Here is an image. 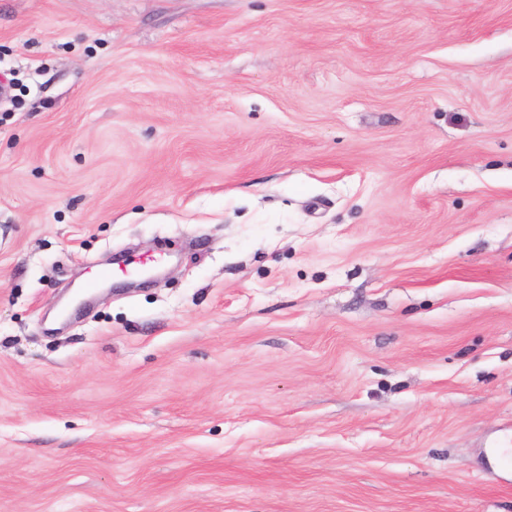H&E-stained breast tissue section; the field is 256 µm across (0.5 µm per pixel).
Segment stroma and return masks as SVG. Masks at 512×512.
<instances>
[{
  "mask_svg": "<svg viewBox=\"0 0 512 512\" xmlns=\"http://www.w3.org/2000/svg\"><path fill=\"white\" fill-rule=\"evenodd\" d=\"M0 80V512H512V0H0Z\"/></svg>",
  "mask_w": 512,
  "mask_h": 512,
  "instance_id": "35a3bbf8",
  "label": "stroma"
}]
</instances>
